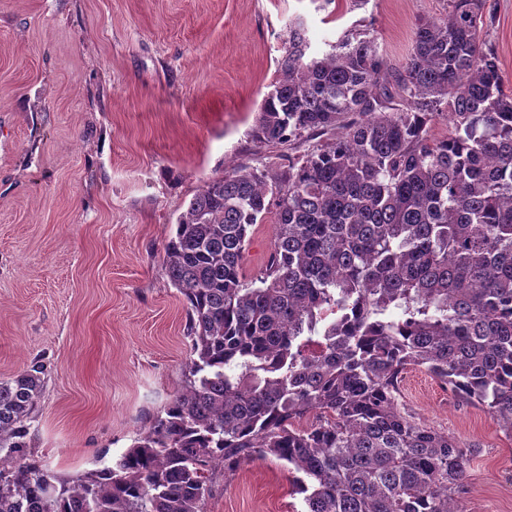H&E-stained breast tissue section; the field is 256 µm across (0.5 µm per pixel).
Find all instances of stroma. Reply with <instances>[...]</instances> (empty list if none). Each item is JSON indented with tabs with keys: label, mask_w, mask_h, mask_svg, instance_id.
Instances as JSON below:
<instances>
[{
	"label": "stroma",
	"mask_w": 512,
	"mask_h": 512,
	"mask_svg": "<svg viewBox=\"0 0 512 512\" xmlns=\"http://www.w3.org/2000/svg\"><path fill=\"white\" fill-rule=\"evenodd\" d=\"M482 37L512 89V0ZM448 0H0V379L48 376L31 453L52 472L111 466L188 374L187 307L161 270L192 197L239 166L287 168L325 143L252 136L288 27L311 55L373 38L401 65ZM400 403L476 449L466 512H512V435L424 369ZM277 459L215 469L204 512H304Z\"/></svg>",
	"instance_id": "35a3bbf8"
}]
</instances>
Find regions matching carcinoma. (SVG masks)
<instances>
[{
  "label": "carcinoma",
  "instance_id": "cac0c4a2",
  "mask_svg": "<svg viewBox=\"0 0 512 512\" xmlns=\"http://www.w3.org/2000/svg\"><path fill=\"white\" fill-rule=\"evenodd\" d=\"M492 17L450 0L397 69L366 38L309 59L289 26L254 136L333 138L190 200L162 264L187 305L188 376L115 466L49 472L27 454L44 364L0 380V512H203L216 464L227 480L268 457L304 512H465L476 450L397 397L422 368L512 434V91L481 37ZM445 108L452 130L432 139ZM276 224L274 214H269L264 224L253 227L250 242L245 252L244 268L248 276L257 274L263 267L270 253Z\"/></svg>",
  "mask_w": 512,
  "mask_h": 512
}]
</instances>
